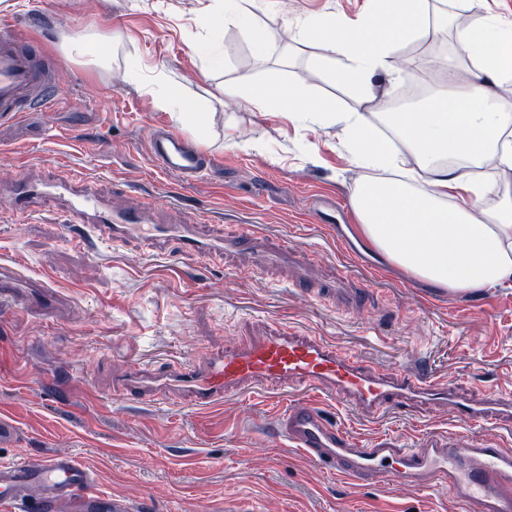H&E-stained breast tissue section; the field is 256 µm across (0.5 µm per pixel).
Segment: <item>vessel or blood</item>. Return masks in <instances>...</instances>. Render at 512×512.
Returning <instances> with one entry per match:
<instances>
[{
	"mask_svg": "<svg viewBox=\"0 0 512 512\" xmlns=\"http://www.w3.org/2000/svg\"><path fill=\"white\" fill-rule=\"evenodd\" d=\"M64 66L28 37L13 20L0 19V125L17 121L31 108L51 110L58 98L56 74ZM149 153L162 171L192 184L208 174L211 160L185 138L164 125L148 131ZM14 186L9 202L17 217L28 220L37 212L36 201L46 195H65L82 216V232H70L71 241L84 244L97 238L113 245L139 237L153 244L172 241L185 255L241 257L238 271L290 263L293 283H308L310 261L298 250L292 259L271 253L265 231L247 224L240 234L219 239L200 236L193 224H159L154 205L112 207L80 174L38 187L17 172H0ZM323 298L348 312L364 308L369 296L361 288H323ZM25 315L50 316L65 300L42 278H27L16 268L0 266V303ZM259 388L289 395L276 435L289 447L352 487L384 485L424 490L446 488L462 512H512V448L494 439L467 445L454 444L446 433L426 431L409 443L388 436L361 439L331 420L307 393L330 394L352 411L371 419L429 404L448 409L455 423L512 427V391L493 390L475 399L425 370H391L369 363L353 353L306 332L277 328L247 336L225 346L223 353L170 362L156 370L130 361L112 374V391L130 401L167 400L207 409L224 396L245 395ZM69 505L71 512H133L125 499L95 488L89 473L74 455L48 456L37 464H0V505L10 512H50L53 505Z\"/></svg>",
	"mask_w": 512,
	"mask_h": 512,
	"instance_id": "vessel-or-blood-1",
	"label": "vessel or blood"
}]
</instances>
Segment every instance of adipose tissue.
Instances as JSON below:
<instances>
[{"mask_svg": "<svg viewBox=\"0 0 512 512\" xmlns=\"http://www.w3.org/2000/svg\"><path fill=\"white\" fill-rule=\"evenodd\" d=\"M293 28L296 42H321L316 67L362 103L374 79L393 71L396 48L426 37L431 19L428 0H369L357 23L305 17ZM452 38L460 55L433 59L440 80L429 104L384 113L390 138L361 111L310 101L300 85L224 94L311 126L343 122L354 161L371 171L352 194L361 234L416 278L458 292L512 281V186L484 172L512 169V109L496 94L512 83V26L488 16L477 26L455 23Z\"/></svg>", "mask_w": 512, "mask_h": 512, "instance_id": "obj_1", "label": "adipose tissue"}]
</instances>
